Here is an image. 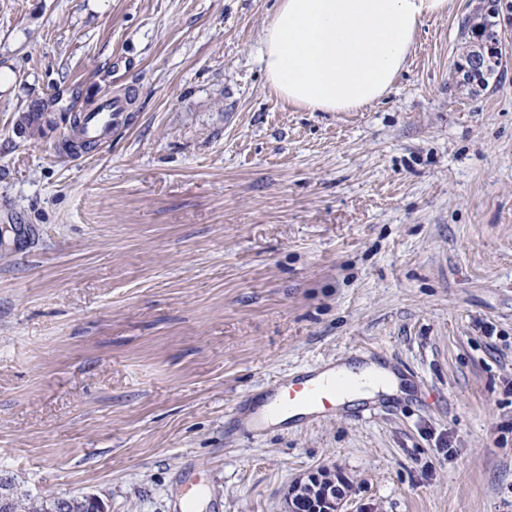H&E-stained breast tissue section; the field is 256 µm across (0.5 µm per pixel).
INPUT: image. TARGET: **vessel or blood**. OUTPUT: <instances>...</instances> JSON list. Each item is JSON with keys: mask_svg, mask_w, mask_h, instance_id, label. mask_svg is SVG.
Instances as JSON below:
<instances>
[{"mask_svg": "<svg viewBox=\"0 0 512 512\" xmlns=\"http://www.w3.org/2000/svg\"><path fill=\"white\" fill-rule=\"evenodd\" d=\"M126 110L125 102H105L101 110L87 112L77 129L79 138L96 143L105 142L118 125ZM341 391V380L324 376L320 371L278 383L267 396L268 409L252 413L246 423L247 430L263 431L269 418L283 413H293L296 421L313 422L326 417L336 407V397Z\"/></svg>", "mask_w": 512, "mask_h": 512, "instance_id": "1", "label": "vessel or blood"}]
</instances>
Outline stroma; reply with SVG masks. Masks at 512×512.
Returning a JSON list of instances; mask_svg holds the SVG:
<instances>
[{
	"label": "stroma",
	"mask_w": 512,
	"mask_h": 512,
	"mask_svg": "<svg viewBox=\"0 0 512 512\" xmlns=\"http://www.w3.org/2000/svg\"><path fill=\"white\" fill-rule=\"evenodd\" d=\"M277 0H0V472L109 512H512V0H450L385 98L281 101ZM491 14L490 83L461 24ZM131 97L105 144L75 115ZM36 136L18 123L33 102ZM381 359L373 413L251 434L236 406Z\"/></svg>",
	"instance_id": "stroma-1"
}]
</instances>
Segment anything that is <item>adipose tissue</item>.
<instances>
[{
    "instance_id": "ef3b65f1",
    "label": "adipose tissue",
    "mask_w": 512,
    "mask_h": 512,
    "mask_svg": "<svg viewBox=\"0 0 512 512\" xmlns=\"http://www.w3.org/2000/svg\"><path fill=\"white\" fill-rule=\"evenodd\" d=\"M448 0H278L260 63L279 98L306 112H356L386 97L424 20ZM341 400L397 391L381 369L347 375Z\"/></svg>"
}]
</instances>
